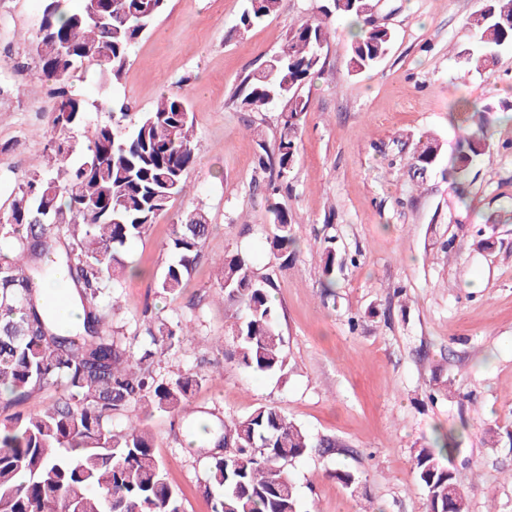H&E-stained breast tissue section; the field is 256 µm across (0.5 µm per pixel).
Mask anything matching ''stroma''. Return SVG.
Instances as JSON below:
<instances>
[{
  "instance_id": "1",
  "label": "stroma",
  "mask_w": 512,
  "mask_h": 512,
  "mask_svg": "<svg viewBox=\"0 0 512 512\" xmlns=\"http://www.w3.org/2000/svg\"><path fill=\"white\" fill-rule=\"evenodd\" d=\"M41 0H0V211L52 135L51 99L31 89L7 58L33 62ZM246 0H168L166 12L135 44L120 80L89 70L73 90L106 119L111 97L147 112L160 93L185 95L198 149L186 190L150 234L129 246L119 301L106 315L123 343L143 344L150 323L181 320L191 336L157 355V378L209 372L186 412L147 423L155 452L185 512H211L209 449H189L197 421L242 417L273 405L333 454L289 467L302 512H428L414 469L419 449L447 436L440 455L468 496L469 512H512V123L488 113L494 144L465 185L454 188L451 159L473 105L512 102V53L461 77L468 21L484 0H380L377 16L395 39L375 68L350 67L348 23L336 22L321 70L302 94L307 112L288 193L298 244L274 255L271 215L257 168L258 140L274 145L280 112H248L233 101L241 78L283 44L318 0H281L279 12L245 36L234 26ZM439 143L438 162L418 175L408 164L419 137ZM203 209L212 226L184 291L157 294L156 274L173 257L166 244L177 214ZM336 251L332 278L322 243ZM242 254L256 275L272 276L286 368L248 373L225 361L215 337L230 313L217 295L218 264ZM354 474L347 486L336 469Z\"/></svg>"
}]
</instances>
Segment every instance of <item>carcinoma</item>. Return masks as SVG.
<instances>
[{
  "instance_id": "1",
  "label": "carcinoma",
  "mask_w": 512,
  "mask_h": 512,
  "mask_svg": "<svg viewBox=\"0 0 512 512\" xmlns=\"http://www.w3.org/2000/svg\"><path fill=\"white\" fill-rule=\"evenodd\" d=\"M64 0H42V27L58 40L35 37L39 68L35 83L52 87V126L57 135L42 159L19 184L8 211L0 215V237L12 254L0 257V512H184L165 463L143 420L112 429V416L131 404L177 415L187 410L193 391L208 379L185 372L158 380L151 368L154 348L175 347L184 325L160 321L147 329L149 344L131 350L105 330L99 299L116 288V272L126 268L127 244L148 236L156 219L185 190V174L196 157L197 141L188 102L162 94L149 112L133 115L128 104L112 100L109 119L88 128L85 141L71 136L86 126L89 103L72 93L71 82L91 67L118 80L136 42L167 7V0H80L69 10ZM235 26L243 36L278 12L280 0H247ZM375 0H324L321 17L290 28L278 52L242 78L232 98L248 112H266L278 101L281 131L272 153L259 158L269 173L272 194L288 189L298 151L297 134L305 116L304 85L320 72L321 49L332 19L357 29L350 44L353 71L377 66L388 54L393 31L372 24ZM98 12L101 19H91ZM471 41L463 50L464 73H479L504 53H512V0H486L469 22ZM104 47L107 62L89 56ZM492 147L484 123L458 139L454 165L459 182ZM439 144L419 139L409 165L433 167ZM277 255L295 248L292 217L268 202ZM67 243L59 244V225ZM210 224L200 208L172 222L167 249L174 260L155 279L160 295L184 288ZM54 255L77 287L82 324L67 327L50 310L42 292L48 270L43 258ZM219 288L234 311L225 359L250 373L284 371L283 336L272 299L276 282L255 275L240 254L219 264ZM64 382L67 395L40 411L12 413L49 381ZM222 448L211 455L207 483L212 512H301L288 471L292 461L328 455L336 444L314 439L280 409L261 405L241 418L221 422V432L206 430L199 445ZM415 471L428 512H468L466 491L456 472L443 466L435 451L422 448Z\"/></svg>"
}]
</instances>
